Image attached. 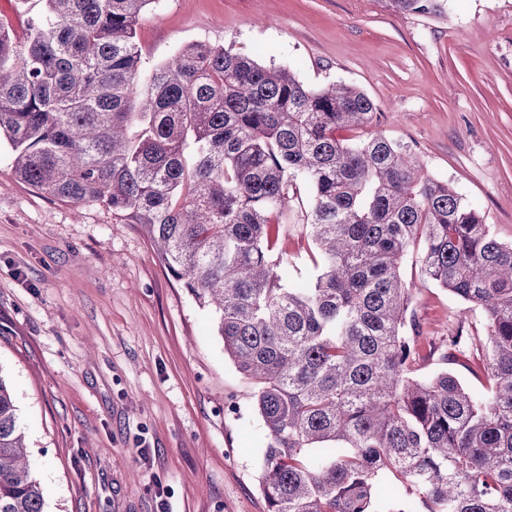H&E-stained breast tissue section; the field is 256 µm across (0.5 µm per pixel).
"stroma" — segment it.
Returning <instances> with one entry per match:
<instances>
[{
    "label": "stroma",
    "instance_id": "1",
    "mask_svg": "<svg viewBox=\"0 0 512 512\" xmlns=\"http://www.w3.org/2000/svg\"><path fill=\"white\" fill-rule=\"evenodd\" d=\"M160 0L137 28L146 68L205 41L307 84L345 81L512 241V0ZM402 277L425 335L484 331L480 310ZM0 375L11 387L45 512H267L253 384L214 317L111 209L22 183L0 142ZM386 8L391 12L405 13H437L442 9L440 0H384Z\"/></svg>",
    "mask_w": 512,
    "mask_h": 512
}]
</instances>
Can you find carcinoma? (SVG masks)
<instances>
[{
  "label": "carcinoma",
  "instance_id": "carcinoma-1",
  "mask_svg": "<svg viewBox=\"0 0 512 512\" xmlns=\"http://www.w3.org/2000/svg\"><path fill=\"white\" fill-rule=\"evenodd\" d=\"M38 2L24 39L0 26V134L17 177L140 225L215 313L224 354L256 388L267 512H386L391 484L423 512H512V242L375 129L359 88L310 87L203 41L148 70L136 32L157 0ZM300 183L315 273L292 286L286 204ZM414 252L425 279L483 312L486 335L458 326L441 360L472 353L489 388L420 374L437 348L424 352L408 314ZM44 504L0 377V512Z\"/></svg>",
  "mask_w": 512,
  "mask_h": 512
}]
</instances>
